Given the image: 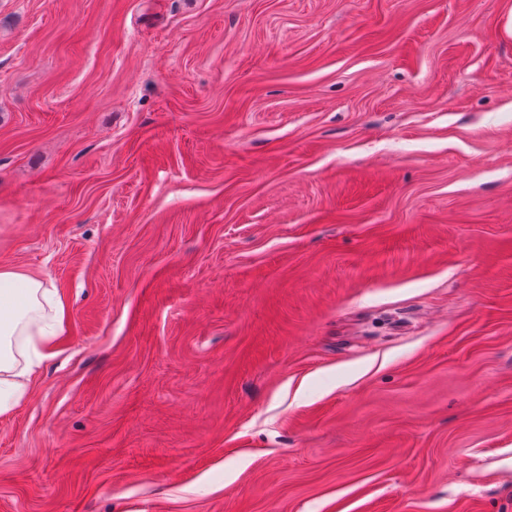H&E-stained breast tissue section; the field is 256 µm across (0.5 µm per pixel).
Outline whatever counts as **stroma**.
I'll use <instances>...</instances> for the list:
<instances>
[{"label": "stroma", "instance_id": "35a3bbf8", "mask_svg": "<svg viewBox=\"0 0 512 512\" xmlns=\"http://www.w3.org/2000/svg\"><path fill=\"white\" fill-rule=\"evenodd\" d=\"M0 267V512H512V0H0ZM66 307L44 277L0 268V415L28 392L31 378L53 355Z\"/></svg>", "mask_w": 512, "mask_h": 512}]
</instances>
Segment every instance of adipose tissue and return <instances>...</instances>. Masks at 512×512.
Listing matches in <instances>:
<instances>
[{"mask_svg": "<svg viewBox=\"0 0 512 512\" xmlns=\"http://www.w3.org/2000/svg\"><path fill=\"white\" fill-rule=\"evenodd\" d=\"M66 307L44 277L0 268V414L27 393L31 378L52 356Z\"/></svg>", "mask_w": 512, "mask_h": 512, "instance_id": "1", "label": "adipose tissue"}]
</instances>
